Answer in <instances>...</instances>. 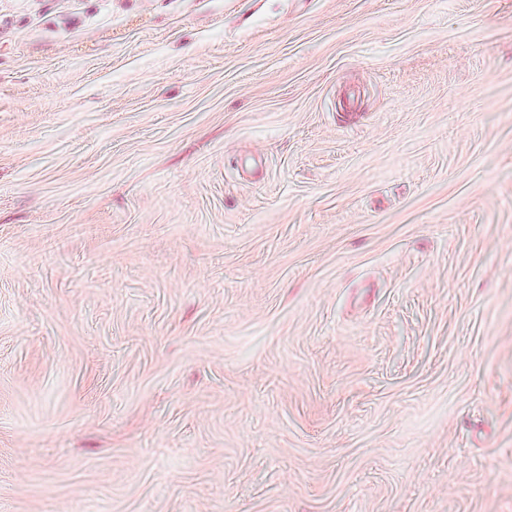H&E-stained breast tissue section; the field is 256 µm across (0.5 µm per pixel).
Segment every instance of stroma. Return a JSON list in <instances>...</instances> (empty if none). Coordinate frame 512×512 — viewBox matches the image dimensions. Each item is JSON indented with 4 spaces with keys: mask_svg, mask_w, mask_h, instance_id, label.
<instances>
[{
    "mask_svg": "<svg viewBox=\"0 0 512 512\" xmlns=\"http://www.w3.org/2000/svg\"><path fill=\"white\" fill-rule=\"evenodd\" d=\"M0 512H512V0H0Z\"/></svg>",
    "mask_w": 512,
    "mask_h": 512,
    "instance_id": "35a3bbf8",
    "label": "stroma"
}]
</instances>
